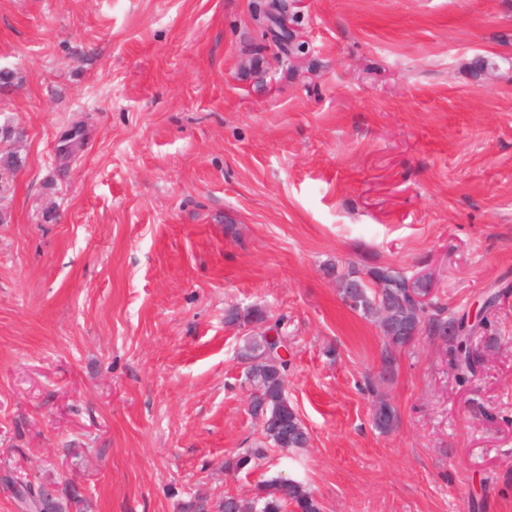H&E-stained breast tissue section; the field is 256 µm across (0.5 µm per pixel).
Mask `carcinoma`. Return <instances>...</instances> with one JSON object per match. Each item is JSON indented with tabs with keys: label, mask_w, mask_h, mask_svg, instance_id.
Returning a JSON list of instances; mask_svg holds the SVG:
<instances>
[{
	"label": "carcinoma",
	"mask_w": 512,
	"mask_h": 512,
	"mask_svg": "<svg viewBox=\"0 0 512 512\" xmlns=\"http://www.w3.org/2000/svg\"><path fill=\"white\" fill-rule=\"evenodd\" d=\"M370 278L373 287H361L358 271L349 269L339 275L342 300L352 299L350 308L381 321L379 310L384 305L397 313L411 311L414 303L407 292L405 276L390 268H371L364 272ZM228 321L244 324L263 323L267 315L260 308H252L244 313L236 309L228 311ZM456 324L454 336L450 337L455 352L457 370L476 376L477 362L470 354V342L473 327L465 323L464 318L453 319ZM287 345L284 336L271 342L265 334L249 336L240 352V359L247 364V375L254 384L256 395L253 399L252 413L263 419L262 432L266 443L273 448H303L309 435L303 426L294 406L288 399L284 387L288 361L278 354V347ZM263 449L225 462V468L238 470L262 458ZM40 509L51 512H66L68 505L39 490ZM216 512H321V506L313 494L299 481L282 477L266 480L261 484L259 493L251 498L225 496L215 504Z\"/></svg>",
	"instance_id": "carcinoma-1"
}]
</instances>
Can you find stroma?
<instances>
[{
    "instance_id": "35a3bbf8",
    "label": "stroma",
    "mask_w": 512,
    "mask_h": 512,
    "mask_svg": "<svg viewBox=\"0 0 512 512\" xmlns=\"http://www.w3.org/2000/svg\"><path fill=\"white\" fill-rule=\"evenodd\" d=\"M254 3L0 0V512L9 479L181 512L276 476L323 512H512V0H304L296 60ZM351 267L430 276L443 320L498 293L477 376L386 345ZM231 306L287 336L310 436L238 471L261 328Z\"/></svg>"
}]
</instances>
